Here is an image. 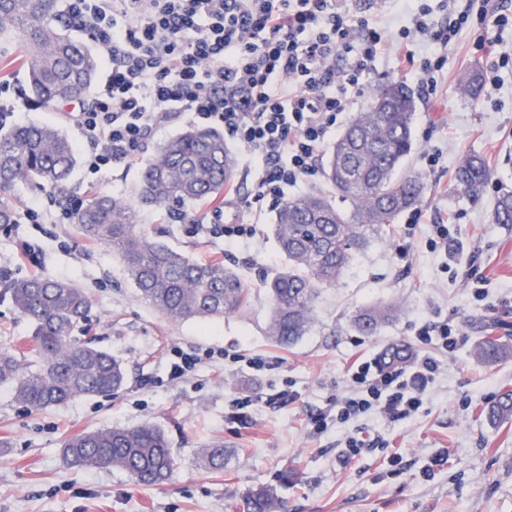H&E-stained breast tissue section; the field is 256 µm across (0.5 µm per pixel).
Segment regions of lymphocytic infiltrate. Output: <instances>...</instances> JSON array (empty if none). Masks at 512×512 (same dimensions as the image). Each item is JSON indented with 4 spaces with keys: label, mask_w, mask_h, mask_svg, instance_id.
Here are the masks:
<instances>
[{
    "label": "lymphocytic infiltrate",
    "mask_w": 512,
    "mask_h": 512,
    "mask_svg": "<svg viewBox=\"0 0 512 512\" xmlns=\"http://www.w3.org/2000/svg\"><path fill=\"white\" fill-rule=\"evenodd\" d=\"M448 23L426 21L423 0H401L410 25L390 37L360 15L352 0H66L69 16L86 22L107 77L70 119L83 145L84 180L135 165L152 133L175 112L221 127L240 151L250 191L228 199L245 207L278 206L306 183L321 152L347 121L387 45L424 94L437 86L445 50L466 27L478 47L512 24L495 0H445ZM431 51L417 56L414 46ZM82 206L76 191L24 205L17 224H72ZM442 366L416 358L408 369L359 363L351 391L311 416L314 430L371 412L396 423L416 413Z\"/></svg>",
    "instance_id": "lymphocytic-infiltrate-1"
}]
</instances>
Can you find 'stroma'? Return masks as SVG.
Instances as JSON below:
<instances>
[{
    "mask_svg": "<svg viewBox=\"0 0 512 512\" xmlns=\"http://www.w3.org/2000/svg\"><path fill=\"white\" fill-rule=\"evenodd\" d=\"M478 33L463 31L448 52L435 91L419 95L414 147L402 171L421 178L417 209L447 215L455 229L449 252L426 248L427 224L416 225L399 257L400 224L346 269L336 286L322 289L309 332L284 347L268 335L271 299L263 286L285 266L270 233L276 210L230 205L224 220L250 222V247L228 248L222 237L194 233L174 222L165 206L142 205V168L163 141L191 127V114L172 117L151 136L137 167L104 172L92 192L136 205L142 225L162 234L172 248L200 262L224 261L249 291L238 313L201 323L170 322L139 299L110 249L80 238L71 224H0V350L25 347L32 334L3 292L6 279L32 275L71 282L92 299L90 324L99 345L124 362L126 385L110 396L79 398L33 411L0 388V512H239L253 487L276 486L288 512H512V423L490 425L481 415L502 389L512 388V360L487 366L472 356L486 336L512 339V225L491 221L494 202L512 190V64L494 69L512 53V25L497 31L494 47L475 46ZM8 64L7 95L21 122L58 126L78 141L62 105L40 104L25 91L21 48L0 39V65ZM496 72L498 87L473 99L460 80L470 71ZM438 151L437 169L424 162ZM481 155L490 179L481 202L454 190V171L470 154ZM35 241L34 261L17 262L23 242ZM485 279L482 296L466 283L468 272ZM389 305L392 319L373 335L355 330L356 313ZM448 318L457 347L445 358L427 399L410 418L387 424L350 419L319 433L309 416L334 405L348 390V371L363 358H381L387 347L407 344L413 355H434L416 331ZM197 355L193 370L170 374L173 351ZM236 355L263 357L268 367L254 375L233 363ZM296 399L270 403L287 387ZM251 397L248 407L240 398ZM164 428L177 458L171 478L155 486L135 484L117 469L74 466L63 456L65 440L83 431L131 427ZM368 447L352 454L346 436ZM227 452L223 471L205 468L198 452L214 445ZM444 465H433L440 453ZM292 483L280 485L282 473Z\"/></svg>",
    "mask_w": 512,
    "mask_h": 512,
    "instance_id": "35a3bbf8",
    "label": "stroma"
}]
</instances>
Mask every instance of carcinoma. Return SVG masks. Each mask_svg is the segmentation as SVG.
<instances>
[{
	"label": "carcinoma",
	"instance_id": "1",
	"mask_svg": "<svg viewBox=\"0 0 512 512\" xmlns=\"http://www.w3.org/2000/svg\"><path fill=\"white\" fill-rule=\"evenodd\" d=\"M58 0H0V37L23 49L28 92L44 104L66 103L82 96L98 71L97 58L68 30ZM463 92L475 99L482 91L479 73H469ZM414 91L387 81L373 91L367 111L357 113L331 149L325 175L345 210L321 194L288 199L276 212L270 231L287 266L264 287L271 296L269 332L283 346L305 335L313 320V301L321 288L336 284L353 257L370 238L380 236L396 217L419 203L424 186L398 172L413 149L417 111ZM77 162L72 141L52 125L0 126V189L34 183L62 189ZM233 158L224 135L189 128L159 144L156 159L142 172L138 197L145 205L185 206L224 191ZM490 178L484 158L469 155L456 167L455 190L477 202ZM82 238L112 249L138 295L170 322H207L238 312L248 294L237 272L222 262L199 263L154 237L137 223L126 201L101 195L90 198L76 216ZM492 223L512 224V192L498 196ZM15 310L33 326L27 350H0V386L17 401L40 410L79 397L110 394L127 382L123 362L97 346L87 327L91 299L71 283L48 277L16 278L5 287ZM391 310L366 309L354 326L373 334ZM33 356L28 366L22 359ZM473 356L494 365L512 359V346L497 336L476 344ZM410 350L393 344L385 350L391 366L406 363ZM492 425L512 420V389L482 408ZM65 459L75 466L116 468L136 483L166 481L177 460L157 425L113 427L69 437ZM213 471L224 470V446L201 454ZM275 488L262 486L244 497L242 512H279Z\"/></svg>",
	"mask_w": 512,
	"mask_h": 512
}]
</instances>
